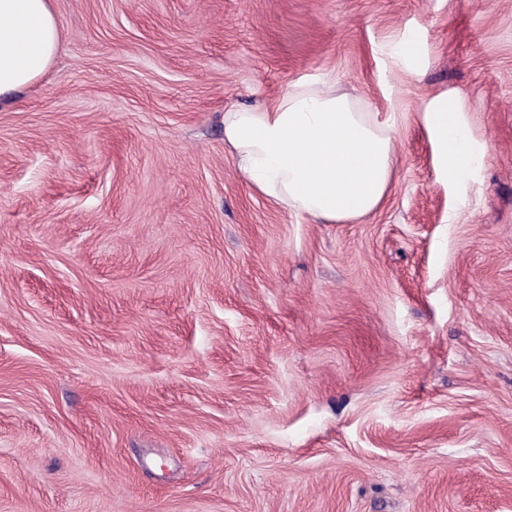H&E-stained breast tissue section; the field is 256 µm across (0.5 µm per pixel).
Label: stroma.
<instances>
[{
  "label": "stroma",
  "instance_id": "35a3bbf8",
  "mask_svg": "<svg viewBox=\"0 0 512 512\" xmlns=\"http://www.w3.org/2000/svg\"><path fill=\"white\" fill-rule=\"evenodd\" d=\"M52 5L0 104V512H512V0ZM298 82L393 127L357 222L224 144ZM439 95L479 152L453 177ZM394 62L403 68H412L420 57V46L413 40L404 41L391 53Z\"/></svg>",
  "mask_w": 512,
  "mask_h": 512
}]
</instances>
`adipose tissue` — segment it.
<instances>
[{
  "mask_svg": "<svg viewBox=\"0 0 512 512\" xmlns=\"http://www.w3.org/2000/svg\"><path fill=\"white\" fill-rule=\"evenodd\" d=\"M60 39L51 0H0V100L46 75ZM424 118L444 171L472 163L476 152L454 101L436 98ZM224 142L249 186L315 222L370 214L393 177L390 128L356 99L315 84H293L271 107L225 112Z\"/></svg>",
  "mask_w": 512,
  "mask_h": 512,
  "instance_id": "ef3b65f1",
  "label": "adipose tissue"
}]
</instances>
